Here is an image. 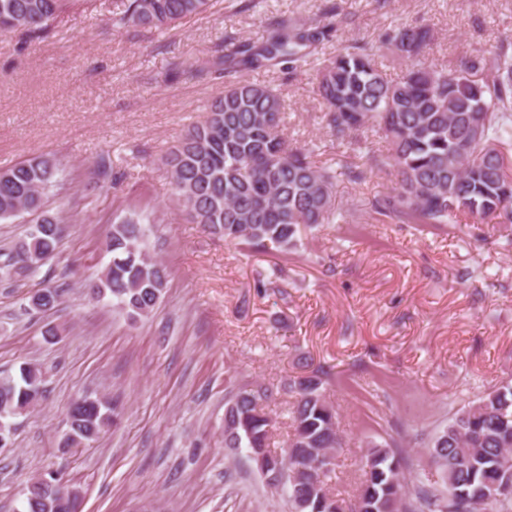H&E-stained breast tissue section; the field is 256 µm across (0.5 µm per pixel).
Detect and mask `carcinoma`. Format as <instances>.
I'll use <instances>...</instances> for the list:
<instances>
[{
    "mask_svg": "<svg viewBox=\"0 0 512 512\" xmlns=\"http://www.w3.org/2000/svg\"><path fill=\"white\" fill-rule=\"evenodd\" d=\"M88 0H0V39L23 29L41 34L60 13ZM212 0H121L120 22L164 31L207 12ZM334 21L313 24L282 17L269 24L258 42L234 46L212 60L216 72L238 67L266 68L289 63L295 71L318 46L351 24V17L329 7ZM431 29L399 24L386 35L406 70L389 80L370 48H346L318 69L315 92L326 124L336 140L353 141L382 133L386 150L366 161L321 168L312 150L291 147L283 137L285 101L281 89L245 80L228 84L206 107V119L191 125L165 157L175 199L196 224L250 251L286 253L297 232L333 217L336 183H362L373 169L391 166L399 181L392 192L374 198L371 210L393 223L456 224L459 215L474 221L512 224V35L496 50L445 68L425 60ZM57 165L34 157L0 170V221L29 212L38 215L26 237L0 250V278L32 277L53 258L61 241L57 217L44 210V198L56 186ZM111 176L100 158L85 189L96 190ZM144 235L130 217L112 225L110 265L95 287L109 292L132 317L146 316L160 302L167 269L141 245ZM45 372L25 364L19 378H0V413L16 416L42 397ZM318 375L293 381L296 392L288 452L271 449L275 400L268 388L240 387L224 415V447L252 448L251 459L266 478L285 479L293 512H344L345 500L329 487L331 466L342 438L336 410L320 390ZM117 406L99 397H81L68 407L66 447L95 441L115 421ZM361 480L350 512H512V384L484 394L458 411L431 443L430 460L440 484L421 482L405 492L402 458L389 445L367 449ZM34 477L26 488L24 512H67L60 499L40 492Z\"/></svg>",
    "mask_w": 512,
    "mask_h": 512,
    "instance_id": "1",
    "label": "carcinoma"
}]
</instances>
